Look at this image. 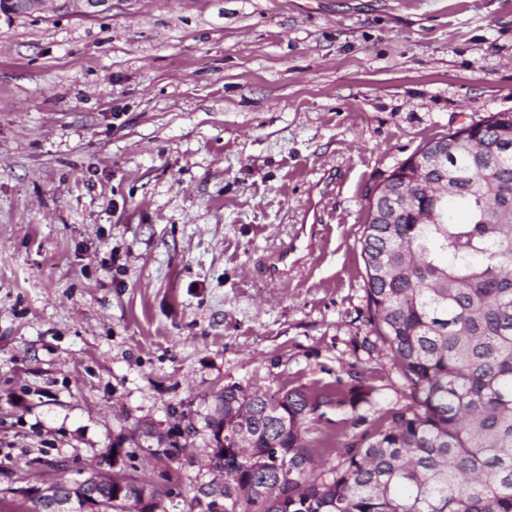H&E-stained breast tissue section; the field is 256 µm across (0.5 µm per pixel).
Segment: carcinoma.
Returning <instances> with one entry per match:
<instances>
[{"mask_svg":"<svg viewBox=\"0 0 512 512\" xmlns=\"http://www.w3.org/2000/svg\"><path fill=\"white\" fill-rule=\"evenodd\" d=\"M470 136L433 173L451 191L413 194L400 223L366 224L360 238L370 346L408 384L404 403L369 425L362 410L379 389L365 377L274 394L225 385L224 422L207 426L209 467L227 480L204 512H512V112L471 123ZM243 408L256 428L237 448ZM324 408L344 418L336 436L311 440L306 424ZM112 479L124 483L118 501L87 479L96 512H157L144 484Z\"/></svg>","mask_w":512,"mask_h":512,"instance_id":"1","label":"carcinoma"}]
</instances>
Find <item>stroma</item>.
I'll return each mask as SVG.
<instances>
[{"label": "stroma", "instance_id": "obj_1", "mask_svg": "<svg viewBox=\"0 0 512 512\" xmlns=\"http://www.w3.org/2000/svg\"><path fill=\"white\" fill-rule=\"evenodd\" d=\"M512 112V0H112L0 14V506L208 480L225 385L357 373L370 188ZM178 445L179 456H163ZM22 6L29 13L48 14L67 9L81 16H95L112 9V0H22ZM83 481H74L66 484L63 488L56 484H49L46 487H32L28 491L30 498H40L48 502L50 509L54 512H73V505L77 498L76 494L82 495L81 484Z\"/></svg>", "mask_w": 512, "mask_h": 512}]
</instances>
